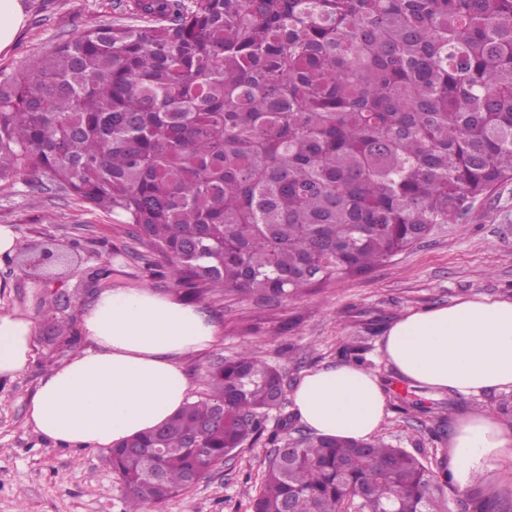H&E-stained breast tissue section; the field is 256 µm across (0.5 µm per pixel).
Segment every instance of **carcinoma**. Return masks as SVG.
Masks as SVG:
<instances>
[{"label": "carcinoma", "instance_id": "carcinoma-1", "mask_svg": "<svg viewBox=\"0 0 512 512\" xmlns=\"http://www.w3.org/2000/svg\"><path fill=\"white\" fill-rule=\"evenodd\" d=\"M0 76V180L123 218L186 294L288 300L365 274L512 180V0H131ZM110 449L148 512L264 434L278 368L243 351ZM254 512H448L445 472L302 433ZM512 512V500L465 503Z\"/></svg>", "mask_w": 512, "mask_h": 512}]
</instances>
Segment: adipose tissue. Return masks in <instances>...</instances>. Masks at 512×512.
Segmentation results:
<instances>
[{
	"label": "adipose tissue",
	"instance_id": "obj_1",
	"mask_svg": "<svg viewBox=\"0 0 512 512\" xmlns=\"http://www.w3.org/2000/svg\"><path fill=\"white\" fill-rule=\"evenodd\" d=\"M86 348L45 372L27 398L26 423L62 448H107L156 428L183 406V356L207 348L218 327L200 305L146 288L104 289L80 312ZM34 319L0 309V383L33 359ZM383 359L401 378L477 396L512 387V299L471 298L410 310L387 328ZM313 433L368 439L387 416L378 377L349 363L306 372L291 394ZM512 460V428L483 409L448 433V475L463 493Z\"/></svg>",
	"mask_w": 512,
	"mask_h": 512
}]
</instances>
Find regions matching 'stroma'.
Listing matches in <instances>:
<instances>
[{
    "instance_id": "obj_1",
    "label": "stroma",
    "mask_w": 512,
    "mask_h": 512,
    "mask_svg": "<svg viewBox=\"0 0 512 512\" xmlns=\"http://www.w3.org/2000/svg\"><path fill=\"white\" fill-rule=\"evenodd\" d=\"M129 18L122 0H26V22L12 48L0 53V73L24 68L28 59L48 52L75 32ZM12 225L20 244L55 241L70 250L71 261L55 280L27 269L21 260L0 266V306L35 320L34 358L14 381L0 384V512H124L125 493L112 471L108 449L59 448L43 440L26 423V400L40 376L70 357V350L49 344L55 323L80 331V310L92 292L104 288H147L183 298L169 277L148 269L128 251L134 242L127 225L115 217L73 202L63 192L29 188L26 177L0 181V225ZM108 267L110 275L91 274ZM70 303L56 321L43 317L53 291ZM512 298V181L497 185L453 224L412 249L348 280L289 301H266L237 293L214 299L201 295L220 329L212 347L187 355L182 366L189 396L203 392L202 375L222 359L250 350L278 367L286 392H293L312 369L360 359L383 382L388 414L378 432L387 444L418 454L434 470L446 465L447 445L437 440V426L476 408L494 412L512 426V388L466 397L448 391L410 388L379 356L387 327L413 309L444 306L460 299ZM412 390L424 409L401 410L398 393ZM290 419V434L303 427L291 402L271 412L268 434L228 456L223 464L151 512H252L264 471L275 449L268 441Z\"/></svg>"
}]
</instances>
